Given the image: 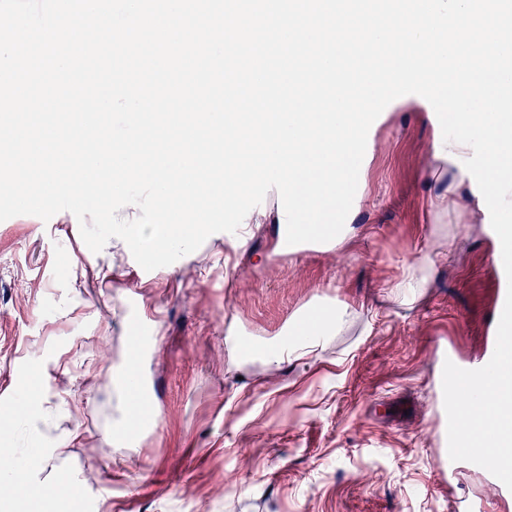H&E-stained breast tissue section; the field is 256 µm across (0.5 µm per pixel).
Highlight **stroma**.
Wrapping results in <instances>:
<instances>
[{"label":"stroma","instance_id":"1","mask_svg":"<svg viewBox=\"0 0 512 512\" xmlns=\"http://www.w3.org/2000/svg\"><path fill=\"white\" fill-rule=\"evenodd\" d=\"M372 160L338 247L284 251L278 222L251 212L198 257L144 270L126 243L91 252L77 218L0 221V415L8 454L38 458L34 512H57L58 484L86 512H448L480 496L512 512L460 461L440 478L442 357L475 361L495 320L493 244L469 180L434 159L426 105L393 101L371 131ZM428 260L420 296L390 291ZM320 302L350 312L305 358L241 354L284 335ZM142 322L155 425L121 435L120 388ZM43 393L46 421L18 411Z\"/></svg>","mask_w":512,"mask_h":512}]
</instances>
